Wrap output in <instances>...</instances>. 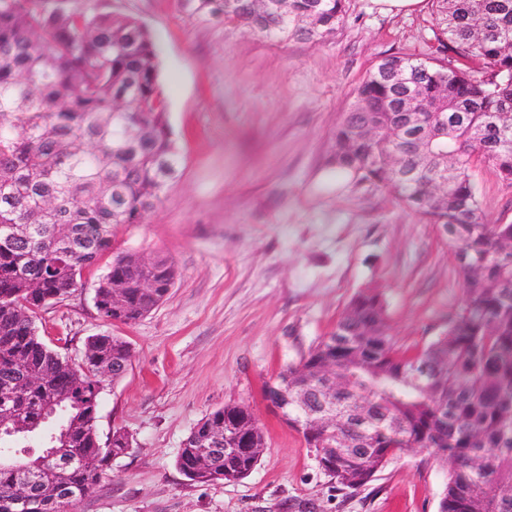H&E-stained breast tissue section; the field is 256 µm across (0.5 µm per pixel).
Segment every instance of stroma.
<instances>
[{"mask_svg": "<svg viewBox=\"0 0 512 512\" xmlns=\"http://www.w3.org/2000/svg\"><path fill=\"white\" fill-rule=\"evenodd\" d=\"M45 5L146 26L182 157L145 223L119 225L79 288L34 317L44 341L75 362L98 334L131 348L97 426L103 439L125 429L132 445L72 512H438L448 466L433 451H406L369 485L339 491L264 397L357 293L382 296L388 331L409 356L447 330L464 297L457 248L440 225L326 165L366 74L392 54L433 53L430 0L407 14L345 0L339 31L319 42H272L180 0ZM474 183L488 221L512 224V185L487 162ZM127 253L170 256L177 278L158 307L125 324L100 316L95 289ZM227 405L251 410L265 452L244 479L192 482L176 465L183 442Z\"/></svg>", "mask_w": 512, "mask_h": 512, "instance_id": "stroma-1", "label": "stroma"}]
</instances>
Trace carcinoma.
<instances>
[{
	"instance_id": "carcinoma-1",
	"label": "carcinoma",
	"mask_w": 512,
	"mask_h": 512,
	"mask_svg": "<svg viewBox=\"0 0 512 512\" xmlns=\"http://www.w3.org/2000/svg\"><path fill=\"white\" fill-rule=\"evenodd\" d=\"M193 15L221 18L273 41H319L343 22L344 0H181ZM435 54L391 55L355 91L334 132L329 163L394 194L461 244L457 257L465 297L448 330L413 356L388 333L380 295L357 294L328 340L312 346L295 374L314 390L323 356L336 357L347 387L336 393V489L358 488L408 449H432L455 461L439 512H512V224H490L476 196L472 157L512 183V0H432ZM180 173V154L166 118L157 52L135 18L84 10L49 11L43 0H0V396L31 438L46 434L74 464L33 482L18 505L23 471L38 451L0 438V512H67L112 470L130 447L117 428L100 442L97 411L106 382L131 358L128 343L92 336L71 363L31 328L48 298L75 289L84 269L112 245L120 224H142L159 193ZM447 188L434 192V183ZM59 239L74 250L59 255ZM156 271L140 257L115 259L99 281L96 307L106 319L131 323L152 311L174 285L168 256ZM43 283L42 297L26 278ZM126 285L122 302L112 283ZM110 368L112 375L102 377ZM368 413V420L362 419ZM256 423L239 405L201 420L177 466L188 479L203 449L194 447L226 417ZM257 462L224 452L210 475L246 477Z\"/></svg>"
}]
</instances>
